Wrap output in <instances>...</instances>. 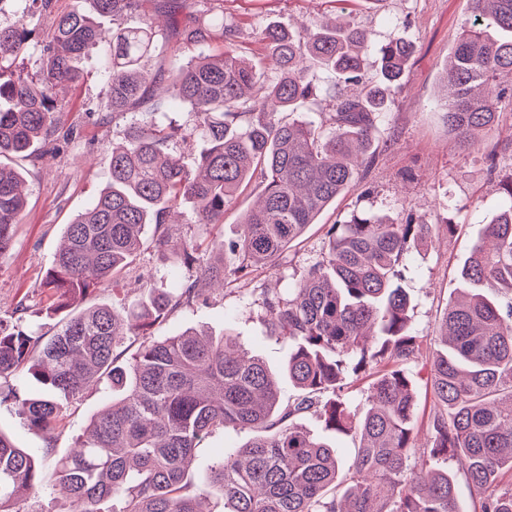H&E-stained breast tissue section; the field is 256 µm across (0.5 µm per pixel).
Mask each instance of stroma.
<instances>
[{"mask_svg":"<svg viewBox=\"0 0 512 512\" xmlns=\"http://www.w3.org/2000/svg\"><path fill=\"white\" fill-rule=\"evenodd\" d=\"M224 21L242 29L238 48L265 79L273 73L258 40L259 32L275 24L289 31L321 19L346 23L366 30L371 51L359 84L340 86L345 95L365 93L381 82L380 50L389 41L403 39L415 46L400 85L387 93L377 138L371 148L372 162L364 177L347 188L276 261L257 269L248 278L207 294L206 304L178 309L153 329L154 335L170 336L186 328H203L222 334L232 327L243 348L260 356L277 375L282 401L294 400L297 389L288 380L284 364L288 341L273 335L263 321L266 294H287L307 270L321 260L327 231L334 222L371 213L416 224H433L437 230L427 246L405 258L403 287L411 299V323L417 335L435 332L448 302L457 295L458 272L484 224L498 210L501 199L496 183L512 176V111L503 110L497 125L485 130L481 144L463 151L449 137L437 100L440 74L459 33L472 19L470 0H221ZM89 0H55V11H91ZM30 19L34 35L19 64L33 70L42 42L48 40L53 15ZM79 86L60 90L56 96L59 119L72 127V139L56 155L44 160H17L27 189V207L15 228L12 247L0 259V321L41 329L49 334L54 320L46 312L48 296L41 282L51 267L61 235L76 214L94 202L109 180L107 158L120 142L124 121L101 120L96 106L105 97L97 54L86 57ZM495 163H488V155ZM261 186L252 181L224 209V221L195 224L183 214L170 225L173 240L199 242L193 261L174 263L158 255L150 244L153 227H146L145 244L135 264L125 274L122 287L98 291L87 304H112L133 299L140 285L155 284L170 293L195 278L211 263L207 248L212 238H235L244 214L254 205ZM455 225L447 233L446 225ZM27 307L18 315V304ZM105 386L91 387L66 404L65 418L53 440L24 426L11 402H0V432L35 456L41 468L43 489L27 499L26 512H58L52 494L55 464L74 447L91 416L103 406Z\"/></svg>","mask_w":512,"mask_h":512,"instance_id":"35a3bbf8","label":"stroma"}]
</instances>
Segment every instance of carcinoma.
I'll list each match as a JSON object with an SVG mask.
<instances>
[{"instance_id": "1", "label": "carcinoma", "mask_w": 512, "mask_h": 512, "mask_svg": "<svg viewBox=\"0 0 512 512\" xmlns=\"http://www.w3.org/2000/svg\"><path fill=\"white\" fill-rule=\"evenodd\" d=\"M54 0H0L17 20L0 24V157H30L58 150L54 116L59 85L81 78L79 63L99 54L107 87L100 111L131 121L112 148L110 178L94 203L65 225L62 244L42 286L53 310L65 316L46 338L22 324L0 323V379L24 373L48 393L0 390L24 424L51 433L69 400L102 382L112 403L94 414L75 449L57 462L53 494L62 512H212L211 490L224 512H461L455 479L445 461H457L478 499V512H512V176L498 182V214L485 225L460 270V295L448 303L433 338L430 385L435 411L429 454L410 465L415 392L404 365L423 355L410 297L401 286L404 259L432 237L431 224L397 223L359 214L333 224L326 252L288 296L263 299L264 320L288 337L286 373L301 398L283 405L265 362L240 348L230 327L212 337L196 328L156 337L154 325L203 297V280L224 285L273 262L369 163V149L384 106V86L399 82L414 53L393 40L381 50L383 85L361 97L335 99L325 133L282 113L319 100L309 71L317 65L333 83L359 82L369 50L367 34L350 25L316 22L291 33L267 26L259 40L275 77L259 81L255 66L237 53L240 30L206 0H156L166 32L153 19L126 27L145 0H91L93 15H57L36 60L34 77L16 72L33 30L26 18L52 10ZM474 21L456 40L443 66L445 97L437 105L451 136L465 151L493 126L498 109H512V0H471ZM112 18V32L99 19ZM219 54L174 59L169 100L153 99L158 74L145 70L161 40ZM187 109L189 120L159 125L152 116L167 105ZM195 143L199 158L185 165L172 154ZM260 173L262 199L248 211L237 238L210 241L218 260L174 296L144 285L123 306H81L90 294L113 287L136 260L145 226H154L155 252L190 263L195 241L175 244L166 231L175 207L189 203L195 224H221L224 207ZM23 175L0 165V258L13 243L26 207ZM238 256L229 269L224 250ZM141 338L135 351L126 341ZM386 360L391 368L372 384L367 403L350 407L342 390L347 374ZM313 413L334 434L359 437L356 456L344 462L336 445L296 423ZM251 434L209 465L206 484L187 481L198 448L217 430ZM34 458L0 433V512L41 492Z\"/></svg>"}]
</instances>
